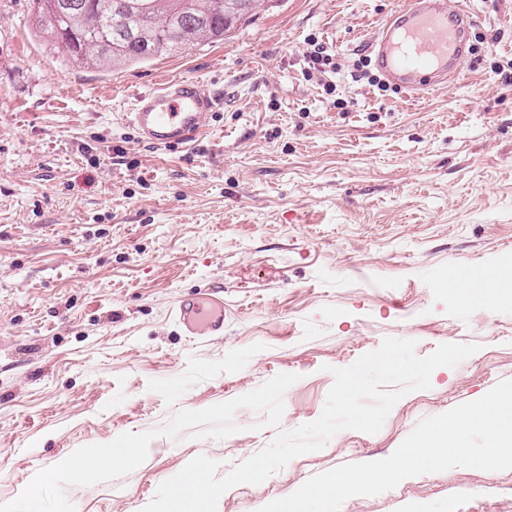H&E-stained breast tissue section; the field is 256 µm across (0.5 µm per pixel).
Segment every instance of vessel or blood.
Wrapping results in <instances>:
<instances>
[{"label": "vessel or blood", "instance_id": "1", "mask_svg": "<svg viewBox=\"0 0 512 512\" xmlns=\"http://www.w3.org/2000/svg\"><path fill=\"white\" fill-rule=\"evenodd\" d=\"M474 0H402L380 23L369 51L384 81L412 94L456 79L469 60ZM221 97L201 78L159 77L138 93L129 122L142 143L173 147L203 133ZM177 316L191 336L224 332V300L207 289L181 300Z\"/></svg>", "mask_w": 512, "mask_h": 512}]
</instances>
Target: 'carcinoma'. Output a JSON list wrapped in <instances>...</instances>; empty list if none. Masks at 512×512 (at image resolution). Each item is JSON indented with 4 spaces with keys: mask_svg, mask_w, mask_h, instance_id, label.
Returning a JSON list of instances; mask_svg holds the SVG:
<instances>
[{
    "mask_svg": "<svg viewBox=\"0 0 512 512\" xmlns=\"http://www.w3.org/2000/svg\"><path fill=\"white\" fill-rule=\"evenodd\" d=\"M36 29L68 61L112 72L223 42L261 0H31Z\"/></svg>",
    "mask_w": 512,
    "mask_h": 512,
    "instance_id": "carcinoma-1",
    "label": "carcinoma"
}]
</instances>
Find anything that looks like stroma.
Masks as SVG:
<instances>
[{"instance_id": "obj_1", "label": "stroma", "mask_w": 512, "mask_h": 512, "mask_svg": "<svg viewBox=\"0 0 512 512\" xmlns=\"http://www.w3.org/2000/svg\"><path fill=\"white\" fill-rule=\"evenodd\" d=\"M396 5L280 0L228 42L107 73L62 60L30 0H0V503L142 512L195 457L223 476L317 419L332 368L387 337L480 349L379 432L341 431L217 512L387 458L420 419L512 380V285L492 308L448 288L512 266V0H479L463 72L419 96L355 67ZM317 43L337 67L309 79ZM162 74L223 96L189 146L143 144L127 120ZM209 287L224 333L187 335L174 308ZM109 437L136 448L125 468L30 492ZM340 512H512V469L414 476Z\"/></svg>"}]
</instances>
